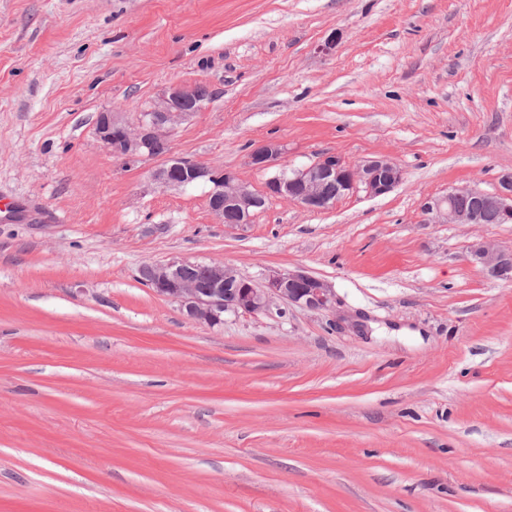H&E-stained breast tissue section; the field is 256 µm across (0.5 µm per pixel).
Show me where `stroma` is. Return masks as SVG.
<instances>
[{
	"mask_svg": "<svg viewBox=\"0 0 512 512\" xmlns=\"http://www.w3.org/2000/svg\"><path fill=\"white\" fill-rule=\"evenodd\" d=\"M213 98L175 154L260 191L385 155L403 180L219 223L95 135L166 88ZM512 177V0H0V512H512V282L468 253L512 224L426 199ZM304 269L347 321H190L138 279ZM284 152L283 146L276 141H266L256 145L248 154V163L255 169L267 170L279 165Z\"/></svg>",
	"mask_w": 512,
	"mask_h": 512,
	"instance_id": "stroma-1",
	"label": "stroma"
}]
</instances>
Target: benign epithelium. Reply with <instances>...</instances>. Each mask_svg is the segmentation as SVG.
<instances>
[{
    "label": "benign epithelium",
    "instance_id": "obj_1",
    "mask_svg": "<svg viewBox=\"0 0 512 512\" xmlns=\"http://www.w3.org/2000/svg\"><path fill=\"white\" fill-rule=\"evenodd\" d=\"M201 109L197 85H175L158 98L135 126L118 112L99 113L95 134L121 159L151 160L156 158L157 146L168 148L164 164L152 172L153 180L166 188H183L201 181L210 183L208 206L221 223L226 212L236 216L237 224L250 223L254 212L272 197L320 211L335 199L360 190L372 197L386 195L403 179L402 169L386 156L367 158L351 165L337 155L326 154L302 169L279 170L267 180L264 190L257 192L232 171L175 156L169 151L175 127ZM283 152L280 143L266 141L250 151L248 163L255 169L267 170L279 165ZM330 185L334 188L332 195L326 191ZM464 200L472 205H460ZM422 211L430 224H484L488 220L508 224L512 222V182L505 181L496 192L475 187L454 188L425 201ZM470 256L484 270L505 280L512 279V250L482 242L473 246ZM197 268L205 271L208 282L205 288L193 275ZM141 272L148 276L157 295L178 302L188 319L210 327L223 324L226 313L256 315L278 303L332 315L336 314L338 305L334 288L304 270H271L261 285L221 263L154 262L144 265Z\"/></svg>",
    "mask_w": 512,
    "mask_h": 512
}]
</instances>
